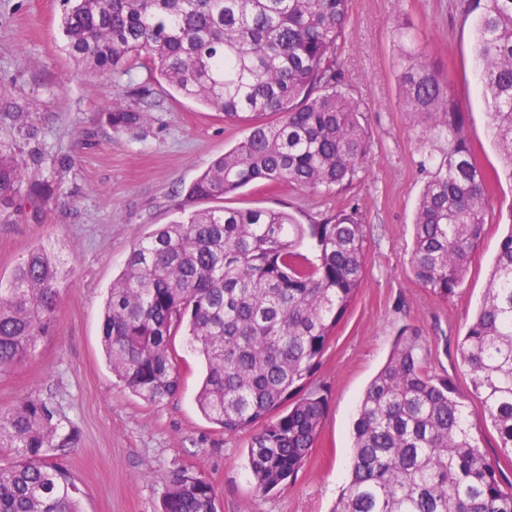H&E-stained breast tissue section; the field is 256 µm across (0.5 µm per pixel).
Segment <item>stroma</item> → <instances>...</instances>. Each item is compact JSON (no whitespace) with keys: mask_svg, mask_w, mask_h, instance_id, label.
<instances>
[{"mask_svg":"<svg viewBox=\"0 0 512 512\" xmlns=\"http://www.w3.org/2000/svg\"><path fill=\"white\" fill-rule=\"evenodd\" d=\"M453 2L350 0L339 66L370 137L367 161L351 182L250 185L205 203L285 210L302 224L354 207L365 224L360 288L307 383L328 398L317 440L294 479L263 494L248 463L251 432L224 433L195 404L204 368L184 334L171 341L179 389L158 403L123 385L100 344L107 290L133 242L175 220L188 187L244 140L247 128L174 93L144 65L109 84L81 72L62 49L61 0H0V140L12 143L33 179L51 186L46 197L23 198L20 209L0 214V277L36 246L54 251L65 271L53 329L28 358L0 372V409L35 395L74 431L69 447L49 449L47 459L69 470L81 512H159L181 472L213 486L216 512H331L347 480L357 406L406 331L417 333L427 370L451 379L470 408H479L459 345L511 229L512 182L475 73V19ZM404 43L424 47L447 81L485 182L484 236L464 287L445 302L410 263L419 194L448 142L441 136L422 143L423 124L403 106L397 61ZM144 98L156 103L147 122L134 132L113 131L108 112Z\"/></svg>","mask_w":512,"mask_h":512,"instance_id":"stroma-1","label":"stroma"}]
</instances>
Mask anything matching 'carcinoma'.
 Instances as JSON below:
<instances>
[{"instance_id":"carcinoma-1","label":"carcinoma","mask_w":512,"mask_h":512,"mask_svg":"<svg viewBox=\"0 0 512 512\" xmlns=\"http://www.w3.org/2000/svg\"><path fill=\"white\" fill-rule=\"evenodd\" d=\"M349 0H64V50L110 82L145 59L179 95L249 126L189 187L195 201L255 183L316 188L350 181L368 141L354 101L341 88L338 40ZM477 12L476 65L492 136L512 182V0H457ZM406 111L424 119L428 143L448 138L440 170L418 201L411 263L417 279L448 301L465 284L484 233L482 174L471 159L464 112L448 97L426 52L398 57ZM148 120L141 107L109 113L115 131ZM30 183L12 146L0 141V207ZM482 305L459 354L469 409L446 379L428 373L414 335L404 337L367 386L353 424L348 480L332 512H512V482L501 479L472 432L491 423L512 456V205ZM309 240L314 253L300 251ZM366 236L358 210L298 224L281 210L198 209L158 226L131 246L105 302L102 342L114 373L153 403L175 394L171 337L185 329L207 374L201 413L227 434L263 427L249 444L256 489L293 478L314 446L326 398L291 401L313 374L356 297ZM63 287L58 257L36 247L0 278V371L25 359L55 322ZM51 407L36 396L0 410V512H79L69 473L46 462L63 448ZM162 512H216L203 477L182 472Z\"/></svg>"}]
</instances>
